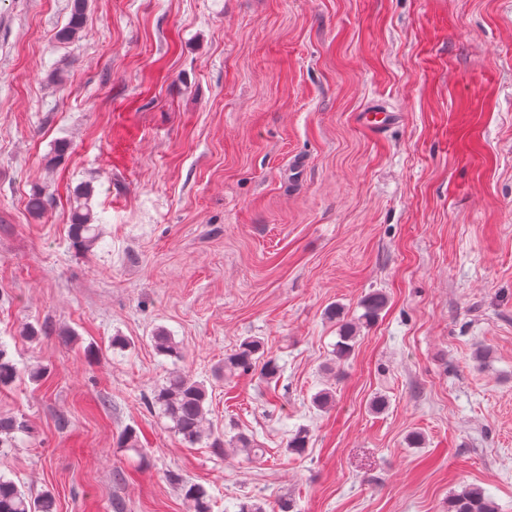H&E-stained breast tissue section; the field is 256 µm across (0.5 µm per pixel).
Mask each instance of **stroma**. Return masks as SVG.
<instances>
[{
	"mask_svg": "<svg viewBox=\"0 0 512 512\" xmlns=\"http://www.w3.org/2000/svg\"><path fill=\"white\" fill-rule=\"evenodd\" d=\"M69 18L0 0V341L25 371L0 417L29 428L0 473L57 512H192L178 477L212 512H448L471 486L512 512V0H89L58 42ZM376 103L381 136L354 120ZM372 292L337 360L327 307ZM159 329L260 461L147 408ZM248 336L280 378L223 375ZM87 2L88 0L71 1L69 22L56 33L59 42H70L78 36L85 22ZM94 219L88 210H75L71 213L69 238L72 246L78 250L89 251L99 243L100 237ZM182 495L193 504L194 512H211L210 495L204 487L195 483L180 486Z\"/></svg>",
	"mask_w": 512,
	"mask_h": 512,
	"instance_id": "1",
	"label": "stroma"
}]
</instances>
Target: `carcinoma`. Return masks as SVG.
<instances>
[{
    "label": "carcinoma",
    "instance_id": "1",
    "mask_svg": "<svg viewBox=\"0 0 512 512\" xmlns=\"http://www.w3.org/2000/svg\"><path fill=\"white\" fill-rule=\"evenodd\" d=\"M88 0H71V15L67 25L59 29L56 39L70 42L80 33L86 18ZM69 238L78 250L89 251L99 243L97 225L87 211L71 213ZM386 298L379 292L364 297L361 306L364 313L360 318L365 324L372 322L385 307ZM329 318L339 322V336L336 342V357L347 356L357 342V326L343 317L341 309L332 305L326 310ZM156 351L171 359L174 365L171 376L154 396V403L160 407L163 416L172 422V431L182 436L188 444L207 440L209 447L217 453H224V447L241 448L247 458L257 459L265 449L252 438L243 434L224 439V432L214 428L207 419L206 403L208 391L201 382L193 380L179 368L184 361L182 349L165 331L159 330L153 336ZM259 371L261 377L272 379L281 374L282 367L273 357L264 355L261 342L256 339L244 340L232 354L224 357V374H248ZM21 376L17 364L0 348V386L13 384ZM24 429V424L14 417H0V447L11 443L14 434ZM307 431H297L288 440V452L301 455L308 448ZM182 495L193 504V512H211L210 495L204 487L195 483L180 486ZM0 512H55V497L46 489L33 497L21 491L10 479L0 475ZM448 512H496L493 499L479 487H468L448 501Z\"/></svg>",
    "mask_w": 512,
    "mask_h": 512
}]
</instances>
